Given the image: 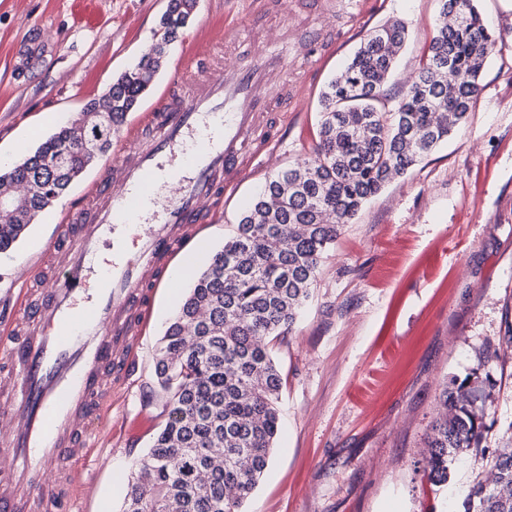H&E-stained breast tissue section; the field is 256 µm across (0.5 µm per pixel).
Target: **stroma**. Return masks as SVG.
<instances>
[{
  "label": "stroma",
  "mask_w": 512,
  "mask_h": 512,
  "mask_svg": "<svg viewBox=\"0 0 512 512\" xmlns=\"http://www.w3.org/2000/svg\"><path fill=\"white\" fill-rule=\"evenodd\" d=\"M167 0H0V153L18 160L73 110L100 96L152 42ZM501 35L461 126L406 175L388 184L345 225L324 260L291 333L269 343L282 376L280 429L272 463L245 512H459L478 478L467 455L433 485L420 463L446 383L471 378L487 395L489 447L512 439V348L487 361V344L512 323V0H478ZM440 0H355L333 51L314 69L293 61L308 23L305 0H200L193 22L168 50L166 66L138 114L166 97L206 28L258 12L251 50L275 49L290 62L275 83L301 89L300 101L273 98L285 115L283 139L260 171L223 198L199 240L216 250L245 205L277 168L304 158L318 139L320 97L365 36L391 20L409 37L387 85L400 95L426 54ZM40 33L45 61L15 75L18 53ZM90 168L18 248L0 254V324L28 259L47 247L66 209L96 179ZM183 289L161 284L141 336L138 370L112 396V418L96 455L81 512H120L131 468L165 420L155 375L158 340Z\"/></svg>",
  "instance_id": "obj_1"
}]
</instances>
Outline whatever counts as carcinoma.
<instances>
[{
	"instance_id": "1",
	"label": "carcinoma",
	"mask_w": 512,
	"mask_h": 512,
	"mask_svg": "<svg viewBox=\"0 0 512 512\" xmlns=\"http://www.w3.org/2000/svg\"><path fill=\"white\" fill-rule=\"evenodd\" d=\"M429 51L401 98L386 85L406 40L393 22L374 28L322 94L319 140L280 169L224 246L195 274L158 343L156 375L166 421L135 464L122 512H243L265 475L278 433L280 370L266 347L292 330L324 258L344 225L392 180L464 120L499 38L475 0H440ZM198 0H168L149 51L90 101L80 133L62 125L6 170L0 168V252L14 248L83 173L107 154L162 72L169 45L195 17ZM41 56L26 47L18 75ZM25 183L28 195L16 187ZM480 388L445 387L427 434L423 471L448 482L449 458L474 456L491 478L477 480L464 512H512V448L483 445ZM224 449L215 462L213 449Z\"/></svg>"
}]
</instances>
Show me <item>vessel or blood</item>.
Returning a JSON list of instances; mask_svg holds the SVG:
<instances>
[{"label": "vessel or blood", "instance_id": "b4317fda", "mask_svg": "<svg viewBox=\"0 0 512 512\" xmlns=\"http://www.w3.org/2000/svg\"><path fill=\"white\" fill-rule=\"evenodd\" d=\"M311 4L315 21L298 43L330 52L335 40L317 19L332 6ZM251 37L249 22L234 21L205 46L215 52ZM287 65L253 51L208 77L196 68L176 77L163 109L126 132L100 182L29 263L0 328V452L14 462L0 473V512H20L32 495L42 512H72L87 477L75 470L55 487L46 473L93 455L112 411L108 394L137 367L155 286L200 225L215 221L214 201L260 168L274 142L263 124L268 76ZM55 255L59 263L48 265Z\"/></svg>", "mask_w": 512, "mask_h": 512}]
</instances>
